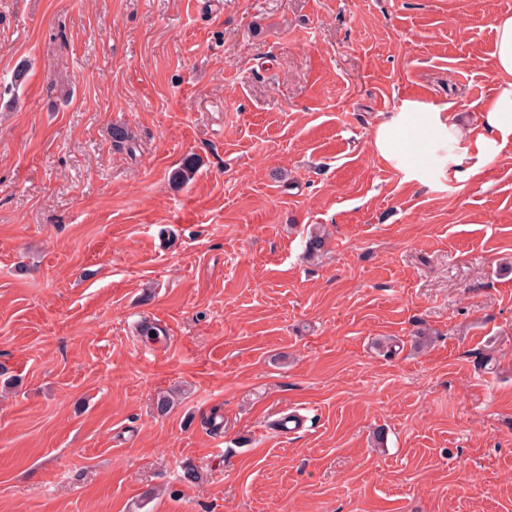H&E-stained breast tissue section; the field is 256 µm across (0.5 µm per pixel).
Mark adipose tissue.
Instances as JSON below:
<instances>
[{
  "label": "adipose tissue",
  "mask_w": 512,
  "mask_h": 512,
  "mask_svg": "<svg viewBox=\"0 0 512 512\" xmlns=\"http://www.w3.org/2000/svg\"><path fill=\"white\" fill-rule=\"evenodd\" d=\"M492 52L497 90L482 108L479 131L463 130L454 112L417 101H404L399 112L374 129L376 153L401 171L405 180L428 183L423 155L444 150L449 175L464 180L479 173L512 143V14L498 16Z\"/></svg>",
  "instance_id": "obj_1"
}]
</instances>
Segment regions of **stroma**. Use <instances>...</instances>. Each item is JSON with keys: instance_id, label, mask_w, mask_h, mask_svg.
I'll use <instances>...</instances> for the list:
<instances>
[{"instance_id": "1", "label": "stroma", "mask_w": 512, "mask_h": 512, "mask_svg": "<svg viewBox=\"0 0 512 512\" xmlns=\"http://www.w3.org/2000/svg\"><path fill=\"white\" fill-rule=\"evenodd\" d=\"M503 13L0 0V512H512V144L372 140L480 126ZM492 52L497 90L482 108L479 131L463 130L449 108L404 101L399 112L374 129L375 152L401 171L406 181L429 183L423 155L441 148L448 174L464 180L479 173L512 143V14L498 16Z\"/></svg>"}]
</instances>
